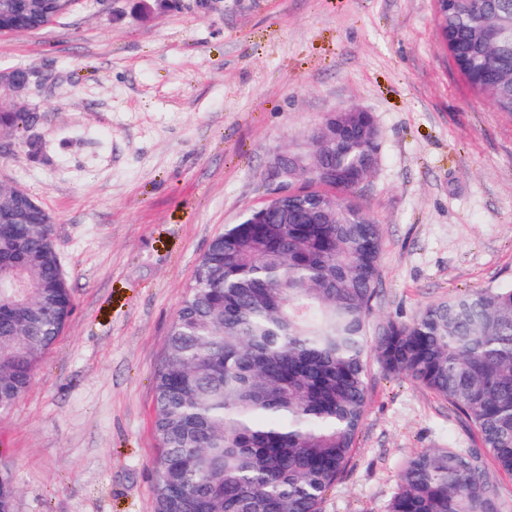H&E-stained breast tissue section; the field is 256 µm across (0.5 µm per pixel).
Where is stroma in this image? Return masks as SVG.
<instances>
[{"instance_id": "35a3bbf8", "label": "stroma", "mask_w": 512, "mask_h": 512, "mask_svg": "<svg viewBox=\"0 0 512 512\" xmlns=\"http://www.w3.org/2000/svg\"><path fill=\"white\" fill-rule=\"evenodd\" d=\"M76 0L0 34V68L39 80L0 108L40 116L0 153V187L51 216L73 312L0 417L14 512H156L154 375L196 266L276 185L280 153L327 112L373 113L381 162L358 191L380 224L370 334L468 290L512 284V115L440 43L433 0ZM473 448L512 512V475L473 427L369 364L350 467L322 512H386L403 464Z\"/></svg>"}]
</instances>
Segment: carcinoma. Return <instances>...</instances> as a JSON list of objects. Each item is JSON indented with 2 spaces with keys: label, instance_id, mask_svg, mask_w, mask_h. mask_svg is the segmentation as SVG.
<instances>
[{
  "label": "carcinoma",
  "instance_id": "obj_1",
  "mask_svg": "<svg viewBox=\"0 0 512 512\" xmlns=\"http://www.w3.org/2000/svg\"><path fill=\"white\" fill-rule=\"evenodd\" d=\"M448 52L466 82L512 114V0H448ZM28 112H0L22 135ZM379 136L370 112L336 113V134L296 150L302 172L336 178V203L307 194L217 236L170 326L155 373L157 512H321L349 465L367 408L368 358L448 403L512 473V287L464 292L369 344L382 236L357 201ZM38 208L0 233V415L29 390L72 313L68 280ZM16 483L0 467V512ZM388 512H505L482 457L427 448L408 459Z\"/></svg>",
  "mask_w": 512,
  "mask_h": 512
}]
</instances>
